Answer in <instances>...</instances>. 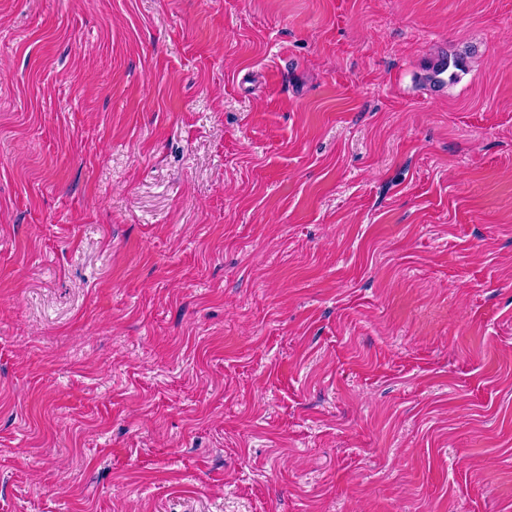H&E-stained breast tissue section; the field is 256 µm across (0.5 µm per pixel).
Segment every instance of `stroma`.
Segmentation results:
<instances>
[{
  "mask_svg": "<svg viewBox=\"0 0 512 512\" xmlns=\"http://www.w3.org/2000/svg\"><path fill=\"white\" fill-rule=\"evenodd\" d=\"M0 512H512V0H0Z\"/></svg>",
  "mask_w": 512,
  "mask_h": 512,
  "instance_id": "obj_1",
  "label": "stroma"
}]
</instances>
